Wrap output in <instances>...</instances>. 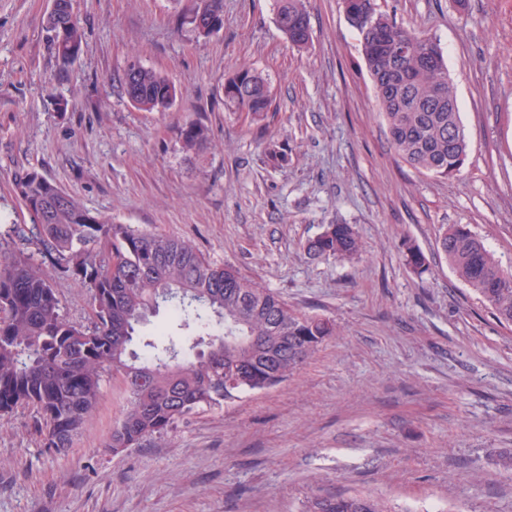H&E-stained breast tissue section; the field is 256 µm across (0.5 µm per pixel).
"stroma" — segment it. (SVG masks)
Listing matches in <instances>:
<instances>
[{
    "mask_svg": "<svg viewBox=\"0 0 512 512\" xmlns=\"http://www.w3.org/2000/svg\"><path fill=\"white\" fill-rule=\"evenodd\" d=\"M440 43L469 145L452 178L421 174L391 145L342 0H306L293 47L276 0H224L201 36L191 0H73L85 37L61 67L52 0H0V241L29 216L13 190L34 168L92 211L191 240L336 334L287 380L201 410L167 436L113 452L125 405L102 383L71 448H42L36 413L0 421V512H300L313 495L384 498L392 512H512V325L464 285L437 247L468 226L512 267V0H376ZM160 72L174 105L125 94L130 63ZM239 68L273 98L253 121L224 99ZM69 102L58 111L57 99ZM209 141L182 148L187 122ZM285 162L270 159V147ZM354 225L350 261L310 254L327 224ZM427 259L415 275L406 245ZM191 345L169 306L142 325Z\"/></svg>",
    "mask_w": 512,
    "mask_h": 512,
    "instance_id": "1",
    "label": "stroma"
}]
</instances>
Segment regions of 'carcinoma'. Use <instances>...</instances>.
<instances>
[{"mask_svg":"<svg viewBox=\"0 0 512 512\" xmlns=\"http://www.w3.org/2000/svg\"><path fill=\"white\" fill-rule=\"evenodd\" d=\"M276 23L296 47L310 40L304 0H279ZM223 20V0H203L191 9ZM357 32L377 105L398 155L416 171L440 177L467 157L468 142L456 92L436 39L396 25L375 0L346 3ZM48 31L64 67L79 55L84 31L69 12L49 13ZM417 40L428 52L400 55L396 48ZM129 98L145 110L165 111L177 90L160 73L132 65L124 73ZM225 99L265 117L270 90L261 74L242 68L224 82ZM208 140L207 129L189 122L181 130L183 149ZM14 192L31 224L12 226L15 247L0 248V418L31 405L38 413L42 446H71L101 396L103 378L121 376L125 408L105 447L116 452L161 438L203 407L219 408L238 394L269 388L294 374L335 332L333 323L299 312L268 288L228 265L204 257L188 240L161 235L92 212L75 195L35 169L14 179ZM325 257L353 258L360 249L349 224H328L308 245ZM440 249L456 275L512 324V270L501 267L482 238L453 225ZM414 273L426 271L423 252L406 248ZM51 267L89 293L92 317L86 325L66 320L45 272ZM167 303L183 325L216 328L206 349L189 352L170 340L147 343L141 361L129 351L149 312ZM303 512H391L379 498L317 496Z\"/></svg>","mask_w":512,"mask_h":512,"instance_id":"cac0c4a2","label":"carcinoma"}]
</instances>
